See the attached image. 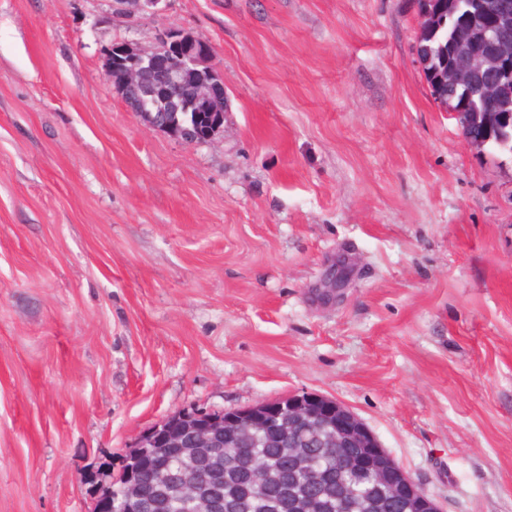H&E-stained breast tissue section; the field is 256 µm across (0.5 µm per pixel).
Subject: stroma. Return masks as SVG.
I'll return each mask as SVG.
<instances>
[{
  "label": "stroma",
  "mask_w": 512,
  "mask_h": 512,
  "mask_svg": "<svg viewBox=\"0 0 512 512\" xmlns=\"http://www.w3.org/2000/svg\"><path fill=\"white\" fill-rule=\"evenodd\" d=\"M168 29L223 78L207 141L105 80ZM418 32L416 0H0V512H91L167 416L302 392L440 512H512V152L434 101Z\"/></svg>",
  "instance_id": "stroma-1"
}]
</instances>
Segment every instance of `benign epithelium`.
Masks as SVG:
<instances>
[{"label":"benign epithelium","instance_id":"benign-epithelium-1","mask_svg":"<svg viewBox=\"0 0 512 512\" xmlns=\"http://www.w3.org/2000/svg\"><path fill=\"white\" fill-rule=\"evenodd\" d=\"M209 45L178 30L158 35L153 49L135 48L127 42L104 50V71L127 107L149 126L177 137L205 141L224 129V84L220 80L194 84L193 76L210 63ZM343 272L331 264L326 271L322 298L332 299L342 287ZM224 409H193L176 412L144 433L129 452L126 462L148 459L142 473L150 478H169L164 448H180L181 434L192 436L193 444L224 449V428L246 425L259 428L268 418L280 419L284 426L306 420L330 431L339 448H354L371 458L378 478L392 488L405 490L409 512H439L413 479L382 448L359 417L333 399L317 393L290 394L264 401L225 417Z\"/></svg>","mask_w":512,"mask_h":512}]
</instances>
